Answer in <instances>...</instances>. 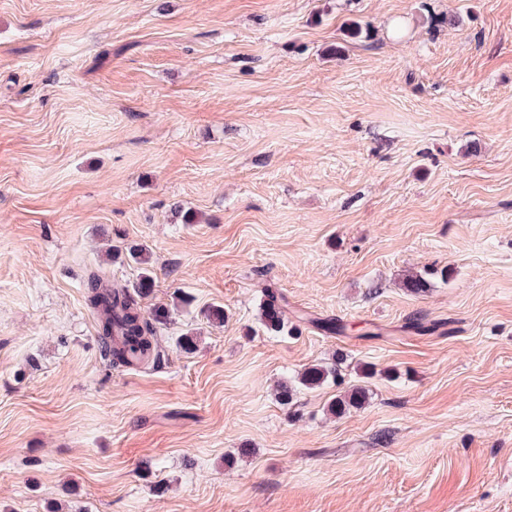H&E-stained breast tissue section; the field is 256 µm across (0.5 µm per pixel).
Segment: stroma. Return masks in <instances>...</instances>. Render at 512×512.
I'll use <instances>...</instances> for the list:
<instances>
[{
	"label": "stroma",
	"mask_w": 512,
	"mask_h": 512,
	"mask_svg": "<svg viewBox=\"0 0 512 512\" xmlns=\"http://www.w3.org/2000/svg\"><path fill=\"white\" fill-rule=\"evenodd\" d=\"M0 512H512V0H0ZM145 272L132 290L112 288L92 272L86 281L87 305L97 318L100 352L109 368L144 366L160 359L158 326L172 319L171 310L163 305L154 308L149 317L139 300L152 292L151 257L144 249L129 254ZM266 299L260 308V321L268 332L275 334H287L288 318L281 304V297L276 291L268 290L265 295ZM329 380H335L337 386L342 384L337 366L332 367L323 364H315L298 374L295 382L306 389H315L321 387Z\"/></svg>",
	"instance_id": "35a3bbf8"
}]
</instances>
